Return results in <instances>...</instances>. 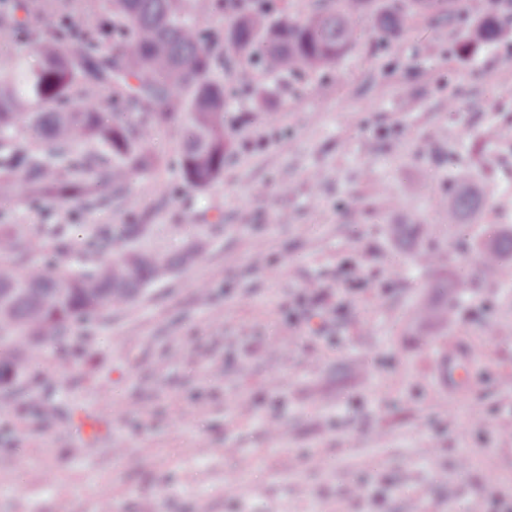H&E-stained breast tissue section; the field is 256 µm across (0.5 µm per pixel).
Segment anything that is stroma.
Returning a JSON list of instances; mask_svg holds the SVG:
<instances>
[{"instance_id": "1", "label": "stroma", "mask_w": 512, "mask_h": 512, "mask_svg": "<svg viewBox=\"0 0 512 512\" xmlns=\"http://www.w3.org/2000/svg\"><path fill=\"white\" fill-rule=\"evenodd\" d=\"M388 3L353 16L334 66L235 100L207 190L163 170L94 209L0 202V224L76 240L147 224L148 250L213 227L194 262L0 389V512H512V288L481 271L512 225V42L462 51L467 0L386 37ZM468 177L487 206L447 226L448 184ZM353 269L379 279L352 289ZM321 288L335 318L296 307ZM451 300V322L415 314ZM454 339L479 354L443 396L433 361ZM103 411L107 436L83 442L74 416Z\"/></svg>"}]
</instances>
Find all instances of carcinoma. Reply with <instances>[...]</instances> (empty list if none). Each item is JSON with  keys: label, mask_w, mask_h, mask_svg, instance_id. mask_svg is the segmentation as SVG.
I'll use <instances>...</instances> for the list:
<instances>
[{"label": "carcinoma", "mask_w": 512, "mask_h": 512, "mask_svg": "<svg viewBox=\"0 0 512 512\" xmlns=\"http://www.w3.org/2000/svg\"><path fill=\"white\" fill-rule=\"evenodd\" d=\"M47 16L38 0H0V24L34 45L36 64L0 54V201L24 183L38 203L96 205L134 176L152 177L162 159L143 142L146 130L176 125L183 132L180 174L192 188L224 177V134L231 92L215 77L224 49L237 57L250 85L264 78L332 65L356 40L351 13L368 0H323L305 18L284 13L277 0H106L109 12L90 30L71 29L83 0H55ZM432 0H406L377 18L398 35L412 10ZM222 14V29L200 18ZM502 28L493 12L462 39L493 43ZM486 206L473 185L448 191V225L463 224ZM148 224L97 225L76 248L64 224L19 232L0 224V388L19 382L34 353L61 339L75 320H93L138 297L149 284L192 262L207 241L196 236L176 253L148 252L133 238ZM124 244L112 261L98 258L104 240ZM489 278L512 270V229L486 247Z\"/></svg>", "instance_id": "1"}]
</instances>
